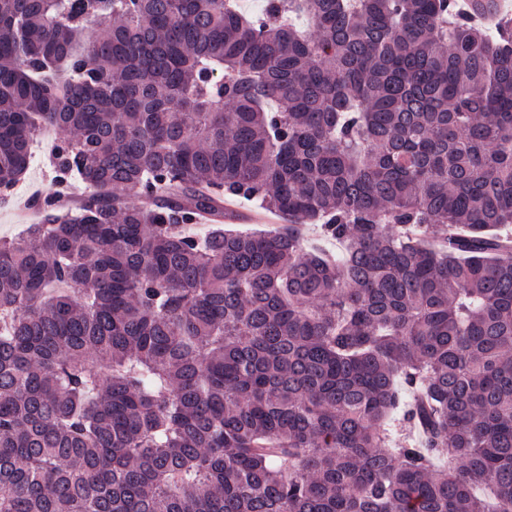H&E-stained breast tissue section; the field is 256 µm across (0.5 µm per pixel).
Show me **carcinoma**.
Returning <instances> with one entry per match:
<instances>
[{
    "label": "carcinoma",
    "mask_w": 512,
    "mask_h": 512,
    "mask_svg": "<svg viewBox=\"0 0 512 512\" xmlns=\"http://www.w3.org/2000/svg\"><path fill=\"white\" fill-rule=\"evenodd\" d=\"M496 10L0 0V191L83 187L0 239V512H512ZM53 142V137L47 135L35 143L33 161L25 182L18 188L14 198L5 202L0 201V238L16 237L29 221L38 220L35 211L27 209V213H23L20 207L21 202L28 200L36 188H40L43 195L53 192L55 174L49 162Z\"/></svg>",
    "instance_id": "cac0c4a2"
}]
</instances>
